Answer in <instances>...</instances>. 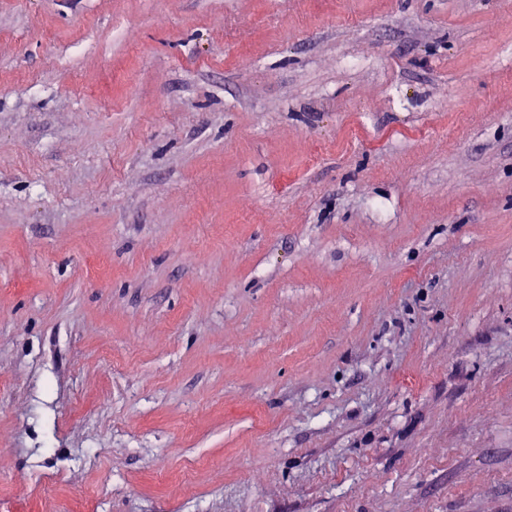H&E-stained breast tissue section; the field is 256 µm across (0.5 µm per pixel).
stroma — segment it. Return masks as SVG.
I'll return each instance as SVG.
<instances>
[{
	"label": "stroma",
	"mask_w": 512,
	"mask_h": 512,
	"mask_svg": "<svg viewBox=\"0 0 512 512\" xmlns=\"http://www.w3.org/2000/svg\"><path fill=\"white\" fill-rule=\"evenodd\" d=\"M0 512H512V0H0Z\"/></svg>",
	"instance_id": "stroma-1"
}]
</instances>
